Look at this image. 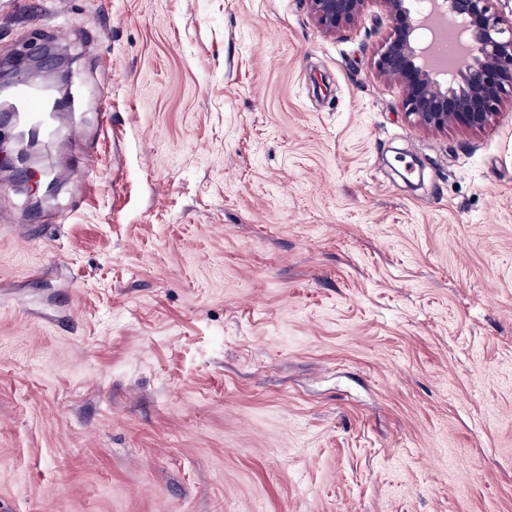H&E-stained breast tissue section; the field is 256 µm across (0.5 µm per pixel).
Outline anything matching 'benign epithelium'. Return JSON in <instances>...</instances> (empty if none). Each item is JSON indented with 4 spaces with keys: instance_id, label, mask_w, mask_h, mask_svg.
I'll return each mask as SVG.
<instances>
[{
    "instance_id": "benign-epithelium-1",
    "label": "benign epithelium",
    "mask_w": 512,
    "mask_h": 512,
    "mask_svg": "<svg viewBox=\"0 0 512 512\" xmlns=\"http://www.w3.org/2000/svg\"><path fill=\"white\" fill-rule=\"evenodd\" d=\"M365 0H308L315 20L327 31L355 22ZM394 17L393 34L381 47L378 71L403 84L405 114L420 127L442 130L455 124L484 127L502 95L512 91V20L491 10V0H380ZM436 17L451 23L468 46L465 61L444 71L432 63L433 45H421L417 31ZM0 138V166L30 159L36 140L11 134Z\"/></svg>"
}]
</instances>
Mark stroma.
Instances as JSON below:
<instances>
[{
	"label": "stroma",
	"instance_id": "1",
	"mask_svg": "<svg viewBox=\"0 0 512 512\" xmlns=\"http://www.w3.org/2000/svg\"><path fill=\"white\" fill-rule=\"evenodd\" d=\"M394 26L0 0L83 79L0 179V512H512V98L414 124Z\"/></svg>",
	"mask_w": 512,
	"mask_h": 512
}]
</instances>
